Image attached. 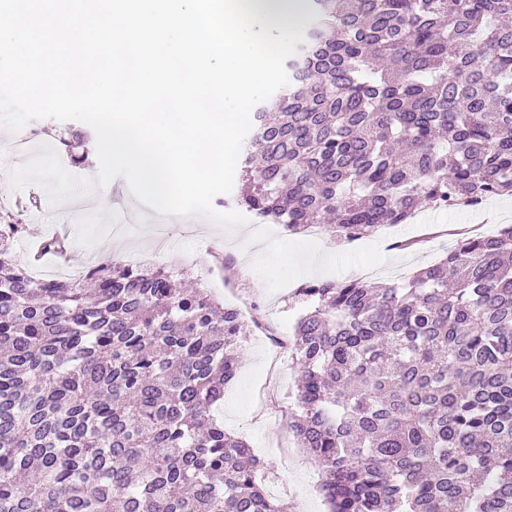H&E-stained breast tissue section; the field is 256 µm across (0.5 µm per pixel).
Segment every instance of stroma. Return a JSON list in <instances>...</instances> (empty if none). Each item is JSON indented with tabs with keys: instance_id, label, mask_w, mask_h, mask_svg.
Here are the masks:
<instances>
[{
	"instance_id": "obj_1",
	"label": "stroma",
	"mask_w": 512,
	"mask_h": 512,
	"mask_svg": "<svg viewBox=\"0 0 512 512\" xmlns=\"http://www.w3.org/2000/svg\"><path fill=\"white\" fill-rule=\"evenodd\" d=\"M22 134L29 136L30 147L54 148L72 175L97 174L96 135L89 126L43 119L27 124ZM19 135L0 129V224L26 227L13 247L18 261H25V248L53 234L56 225L66 224L71 228V269L83 271L106 261L142 263L153 257L152 232L162 224L170 238L166 250L155 257L157 266L183 270L189 282L202 283L222 302L233 305L238 295H246L250 326L241 339L240 367L212 415L225 431L247 441L266 467L268 493L287 503L290 512H327L319 490L320 467L288 431L298 368L286 342L304 311L295 291L306 281L297 263L317 251L325 258L323 279H356L364 266L378 269V282L392 283L397 275H410L445 255L455 242L454 229L479 222L491 234L502 218H512L509 196L501 207L491 198L479 208H428L422 210L421 222L386 226L375 235L344 243L326 229L312 239L289 234L282 225L254 215L249 226L228 233L200 214L160 216L141 204L121 177L75 198L70 208L54 209L40 187L18 192L10 187L8 173L23 160L14 150ZM105 200L112 203L113 217L127 220L120 234H112L110 224L100 223L91 212ZM411 238L420 240L419 248L396 250V242Z\"/></svg>"
}]
</instances>
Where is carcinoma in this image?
Listing matches in <instances>:
<instances>
[{
    "label": "carcinoma",
    "mask_w": 512,
    "mask_h": 512,
    "mask_svg": "<svg viewBox=\"0 0 512 512\" xmlns=\"http://www.w3.org/2000/svg\"><path fill=\"white\" fill-rule=\"evenodd\" d=\"M236 203L336 240L512 196V0H308ZM0 224V512H288L211 410L239 312L161 267L36 280ZM288 428L329 512H512V224L407 281L309 282Z\"/></svg>",
    "instance_id": "obj_1"
}]
</instances>
